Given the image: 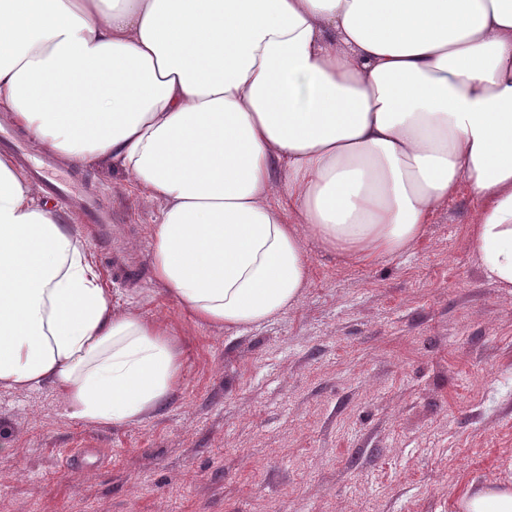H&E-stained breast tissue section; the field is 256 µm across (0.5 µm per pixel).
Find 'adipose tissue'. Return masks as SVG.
Instances as JSON below:
<instances>
[{"instance_id": "ef3b65f1", "label": "adipose tissue", "mask_w": 512, "mask_h": 512, "mask_svg": "<svg viewBox=\"0 0 512 512\" xmlns=\"http://www.w3.org/2000/svg\"><path fill=\"white\" fill-rule=\"evenodd\" d=\"M0 116L160 205L156 283L235 333L297 305L310 249L383 260L467 187L512 297V0H0ZM87 246L0 156V387L132 426L181 380ZM458 512H512V487Z\"/></svg>"}]
</instances>
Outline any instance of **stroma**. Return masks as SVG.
Instances as JSON below:
<instances>
[{"instance_id":"35a3bbf8","label":"stroma","mask_w":512,"mask_h":512,"mask_svg":"<svg viewBox=\"0 0 512 512\" xmlns=\"http://www.w3.org/2000/svg\"><path fill=\"white\" fill-rule=\"evenodd\" d=\"M74 170L141 267L135 284L103 273L113 305L170 326L181 381L127 427L74 418L47 387L0 388V512H456L469 489L512 485V298L472 253L467 192L407 253L311 252L301 302L237 336L161 292L157 204L108 170L64 159L55 175Z\"/></svg>"}]
</instances>
